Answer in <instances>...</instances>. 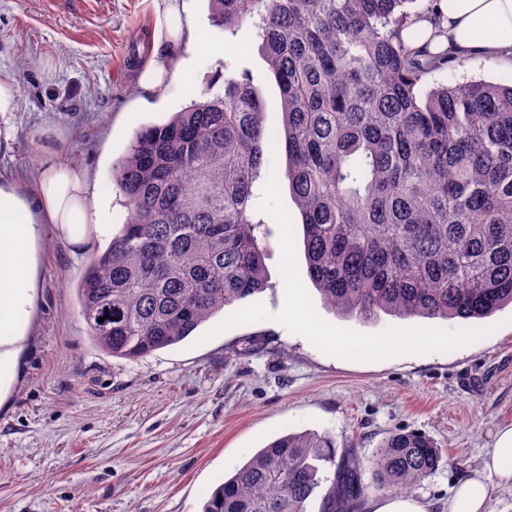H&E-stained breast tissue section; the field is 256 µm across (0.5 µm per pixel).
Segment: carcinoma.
I'll list each match as a JSON object with an SVG mask.
<instances>
[{
  "instance_id": "obj_1",
  "label": "carcinoma",
  "mask_w": 512,
  "mask_h": 512,
  "mask_svg": "<svg viewBox=\"0 0 512 512\" xmlns=\"http://www.w3.org/2000/svg\"><path fill=\"white\" fill-rule=\"evenodd\" d=\"M410 0H209L226 31L251 21L277 84L288 180L310 281L343 316L472 322L512 304V83L427 79L465 61L411 46ZM138 129L112 168L121 228L77 292L93 342L138 359L264 288L254 185L270 126L251 80ZM104 318L98 322V318ZM426 434L377 449L371 487L410 492L439 469ZM336 465L327 433H287L217 485L202 512H306ZM360 463L326 512H355Z\"/></svg>"
}]
</instances>
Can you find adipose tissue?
I'll return each instance as SVG.
<instances>
[{"mask_svg": "<svg viewBox=\"0 0 512 512\" xmlns=\"http://www.w3.org/2000/svg\"><path fill=\"white\" fill-rule=\"evenodd\" d=\"M443 19L416 23L411 32L462 57L512 60V0H438ZM490 27L494 36H481ZM470 39H463V32ZM78 168L46 158L33 192L0 185V397L9 389L24 350L38 288L37 247L55 232L77 249L92 243V225L106 208ZM512 486V426L500 431L482 467L463 479L448 501V512H487L490 479Z\"/></svg>", "mask_w": 512, "mask_h": 512, "instance_id": "1", "label": "adipose tissue"}]
</instances>
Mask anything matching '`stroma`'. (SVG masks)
Masks as SVG:
<instances>
[{"mask_svg":"<svg viewBox=\"0 0 512 512\" xmlns=\"http://www.w3.org/2000/svg\"><path fill=\"white\" fill-rule=\"evenodd\" d=\"M155 21L153 0H0V74L18 86L0 115V179L33 187L48 145L110 199L91 248L53 234L42 244L34 317L0 404V512H202L214 485L288 432H329L337 463L358 460L367 483L378 445L399 429L442 448L439 469L412 495L444 512L512 426V306L473 324L327 309L307 275L283 147L265 172L277 188L257 200L270 229L266 288L143 358L111 356L91 340L77 287L120 228L112 165L134 131L201 96L228 62L250 75L269 111L279 108L252 23L225 32L207 0H187L173 45ZM157 53L189 67L163 93L138 84ZM294 301L308 324L286 317ZM315 327L324 339L312 338ZM415 333L438 343L341 353L334 341Z\"/></svg>","mask_w":512,"mask_h":512,"instance_id":"obj_1","label":"stroma"}]
</instances>
